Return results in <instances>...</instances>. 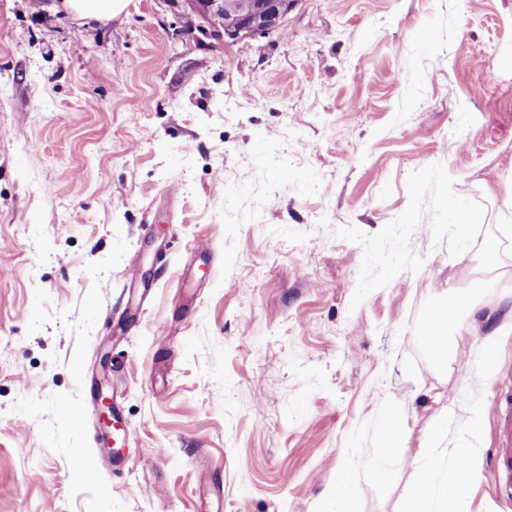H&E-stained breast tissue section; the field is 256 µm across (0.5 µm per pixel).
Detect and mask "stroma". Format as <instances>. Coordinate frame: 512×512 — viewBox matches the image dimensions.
Masks as SVG:
<instances>
[{"mask_svg":"<svg viewBox=\"0 0 512 512\" xmlns=\"http://www.w3.org/2000/svg\"><path fill=\"white\" fill-rule=\"evenodd\" d=\"M126 2L0 0V512H400L434 446L445 488L479 451L460 512H512V0H302L234 44ZM63 6L85 18H106L119 14L126 0H64ZM442 294L448 298V306L445 305L441 309L444 312V320L437 324L438 328L434 334H429L428 340L431 344L442 349L443 353L440 362H444L445 367L451 363L449 357L448 327L456 319L460 309L467 306L470 302L469 296L459 288L448 286L442 289ZM438 336V337H435ZM498 417L497 448L494 450L491 465L497 484L508 491L512 489V408L508 403Z\"/></svg>","mask_w":512,"mask_h":512,"instance_id":"stroma-1","label":"stroma"}]
</instances>
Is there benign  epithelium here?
<instances>
[{
  "label": "benign epithelium",
  "instance_id": "1",
  "mask_svg": "<svg viewBox=\"0 0 512 512\" xmlns=\"http://www.w3.org/2000/svg\"><path fill=\"white\" fill-rule=\"evenodd\" d=\"M195 5L197 21L191 28L203 37L217 41L243 42L280 31L288 14L300 0H186ZM219 10L237 15V26L222 29L213 25Z\"/></svg>",
  "mask_w": 512,
  "mask_h": 512
}]
</instances>
